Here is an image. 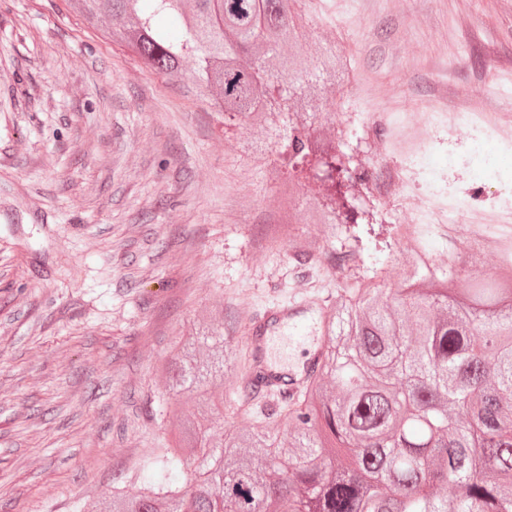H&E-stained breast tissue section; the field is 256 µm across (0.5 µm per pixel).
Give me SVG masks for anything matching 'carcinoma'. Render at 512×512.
Masks as SVG:
<instances>
[{
    "label": "carcinoma",
    "mask_w": 512,
    "mask_h": 512,
    "mask_svg": "<svg viewBox=\"0 0 512 512\" xmlns=\"http://www.w3.org/2000/svg\"><path fill=\"white\" fill-rule=\"evenodd\" d=\"M74 2L150 69L189 81L224 130L265 123L247 152L270 155L279 241L291 240L301 185L313 252L367 214L326 109L347 60L330 42L309 53L289 0ZM173 14L177 38L158 26ZM413 253L397 288L349 286L280 436L258 420L216 434L199 419L229 367L217 304L164 368L175 446L144 461L143 487L113 491L97 512H512V265L461 279ZM178 469L183 485L169 477Z\"/></svg>",
    "instance_id": "cac0c4a2"
}]
</instances>
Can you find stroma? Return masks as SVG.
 Listing matches in <instances>:
<instances>
[{
    "label": "stroma",
    "mask_w": 512,
    "mask_h": 512,
    "mask_svg": "<svg viewBox=\"0 0 512 512\" xmlns=\"http://www.w3.org/2000/svg\"><path fill=\"white\" fill-rule=\"evenodd\" d=\"M312 40L349 67L329 105L375 220L345 224L340 270L301 254L309 227L267 240L280 212L241 159L255 129L225 133L184 82L148 68L87 24L71 0H0V512H91L142 486V461L172 442L163 365L224 302L231 406L214 430L260 417L242 340L268 306L335 303L345 283L394 288L392 198L372 195L376 150L412 164L415 192L512 225V0H299ZM463 56L450 64L451 49ZM489 88L481 100L469 90ZM483 115L473 139L400 131L407 112ZM382 131L371 134V114Z\"/></svg>",
    "instance_id": "stroma-1"
}]
</instances>
